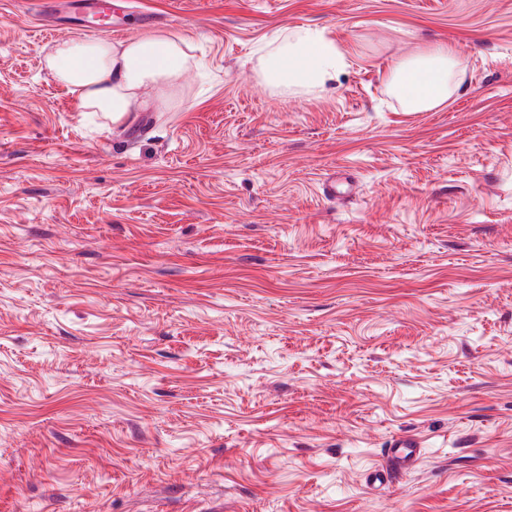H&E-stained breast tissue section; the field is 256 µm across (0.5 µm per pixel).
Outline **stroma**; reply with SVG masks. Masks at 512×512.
<instances>
[{
  "mask_svg": "<svg viewBox=\"0 0 512 512\" xmlns=\"http://www.w3.org/2000/svg\"><path fill=\"white\" fill-rule=\"evenodd\" d=\"M114 8L205 62L125 130L0 0V512H512V0ZM297 28L349 60L323 91L261 75ZM437 44L459 85L404 111ZM460 61L448 45L395 64L388 79L389 92L407 112H426L448 99L458 84ZM421 447V443L414 438H394L385 449L384 461L371 472L370 482L373 485L393 483L397 475L415 461Z\"/></svg>",
  "mask_w": 512,
  "mask_h": 512,
  "instance_id": "stroma-1",
  "label": "stroma"
}]
</instances>
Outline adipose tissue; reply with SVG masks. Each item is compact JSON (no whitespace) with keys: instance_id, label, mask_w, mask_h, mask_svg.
<instances>
[{"instance_id":"ef3b65f1","label":"adipose tissue","mask_w":512,"mask_h":512,"mask_svg":"<svg viewBox=\"0 0 512 512\" xmlns=\"http://www.w3.org/2000/svg\"><path fill=\"white\" fill-rule=\"evenodd\" d=\"M180 38L153 35L116 41L70 40L57 45L46 58L56 82L77 96L82 111L97 112L113 124L133 118V105L160 107L162 98H147L149 86L173 82L194 58ZM264 80L273 86L308 93L324 89L343 66V54L324 32L297 29L272 47L261 48ZM457 52L437 45L395 64L388 89L408 112H426L447 100L458 84Z\"/></svg>"}]
</instances>
